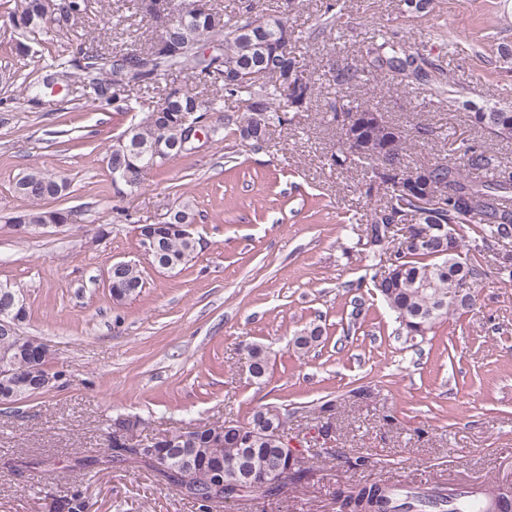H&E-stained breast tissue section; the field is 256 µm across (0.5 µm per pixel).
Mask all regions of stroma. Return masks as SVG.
Segmentation results:
<instances>
[{
    "label": "stroma",
    "mask_w": 512,
    "mask_h": 512,
    "mask_svg": "<svg viewBox=\"0 0 512 512\" xmlns=\"http://www.w3.org/2000/svg\"><path fill=\"white\" fill-rule=\"evenodd\" d=\"M88 2L81 18L49 27L24 56L14 4L0 0V281L24 289L21 331L45 342L66 375L0 412V512H49L52 500L75 493L88 512H199L138 464L79 462L102 453L118 418L159 438L188 422L244 421L264 404L287 409L288 441L307 475L277 498L212 512H339L337 488L373 481L512 487V281L498 272L505 247L482 251L473 310L405 343L371 282L366 227L384 190L363 164L333 166L341 124L324 109L336 95L333 68L362 66L370 33L395 32L444 70L446 106L426 85L383 76L349 90V100L400 127L409 168L459 161L473 142L512 166V139L469 120L512 110V0H432L425 15L402 0H345L332 36L300 47L317 86L308 111L258 147L225 131L223 113H208L194 150L136 191L117 189L107 148L169 89L203 86L163 76L90 101L74 64L80 50L144 48L158 28L133 0ZM421 126L434 137H419ZM33 167L69 178L54 205L76 216L19 237L4 219L26 207L14 184ZM186 197L202 250L183 269L145 270L140 295L114 303L106 274L136 259V227L165 223ZM312 323L325 341L297 353L292 339ZM251 342L270 358L261 385L245 370Z\"/></svg>",
    "instance_id": "stroma-1"
}]
</instances>
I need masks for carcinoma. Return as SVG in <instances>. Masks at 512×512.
I'll return each mask as SVG.
<instances>
[{
	"instance_id": "carcinoma-1",
	"label": "carcinoma",
	"mask_w": 512,
	"mask_h": 512,
	"mask_svg": "<svg viewBox=\"0 0 512 512\" xmlns=\"http://www.w3.org/2000/svg\"><path fill=\"white\" fill-rule=\"evenodd\" d=\"M193 0H183L176 8L185 12V21L166 32L168 48L160 50H121L107 58L89 51L77 64L83 79L97 95H104L99 74L112 67L114 75H130L125 86L148 88L156 77L173 73H188L214 87L215 94L184 93L170 90L163 101L143 119L123 133L125 143L114 141L106 156L112 178H123L132 190L141 188L146 176L168 164L179 153L162 154L153 158L152 149L160 137L170 141L182 138L188 124L199 121L208 112L224 113V127H233V135L253 146L267 142L271 127L288 122V111L305 112L315 94V82L305 74L297 53L301 37L288 14L252 15L249 0H238L237 7L226 13L207 7L204 11L190 9ZM341 11L327 3L321 23L309 32L316 38L336 27ZM11 21L22 41L19 52L28 51L25 40L38 35L48 26L43 0H21L20 9L12 13ZM365 65L361 68H338L333 81L338 89H351L368 76L392 75L407 82L424 81L429 77L432 62L411 50L405 40L395 35L370 37L365 45ZM278 70L274 82H260L254 73L262 65ZM326 111L346 116L342 124L336 151L331 154L334 165L342 167L358 158L372 163L378 185L384 187L386 203L374 209L368 239L373 247L372 259L380 271L373 277V286L392 311L405 332V337L423 338L450 313L467 312L474 295H458V288L481 275L478 265L463 256L458 241L448 243V225L473 224L479 227L481 241L488 247L512 238V167L494 164L493 158L480 145L473 143L463 150V162L438 161L409 169L404 163L406 140L398 126L383 116L373 117L368 106L351 108L340 99H330ZM471 122L496 136L512 137V112L492 110L475 112ZM493 170L490 181L470 178L465 171ZM69 187L66 176L30 169L19 178L14 191L29 200L30 207L6 218L8 224H60L67 209L44 206ZM451 190L434 213L421 205L422 194L432 188ZM174 215L180 220L168 224H143L139 229H151L156 241L157 264L168 270L186 266L201 249L200 239L188 235L184 227L195 223L190 201L178 204ZM400 225L431 224L434 227L429 242H412L403 252L380 249L386 231L379 225L392 220ZM145 286L144 271L127 266L112 273L109 288L118 303L137 297ZM322 329L309 326L293 338L294 347L308 352L322 343ZM3 350L10 352L12 376L0 379V406L11 405L39 394L35 381L56 377L61 371L49 369L51 354L37 357L38 338L30 336L21 345L9 337H0ZM248 363L254 370L253 381L263 383L269 374V358L263 345H247ZM270 407L253 412L246 422L196 431L186 440L179 439L178 430L170 431L144 447L149 452L141 461L143 467L155 472L165 482L182 485L180 472L171 460L173 450L192 448L195 483L183 496L194 501L202 512H210L207 486L222 480L224 498H235L236 477L247 474L257 483L252 495L274 496L281 485L269 486L264 479L282 463L283 444L273 437L272 424L266 419ZM483 497L466 490L434 489L425 492L406 491L385 483H364L336 489L339 512H475L472 503ZM58 512H85L86 501L79 494L55 502Z\"/></svg>"
}]
</instances>
